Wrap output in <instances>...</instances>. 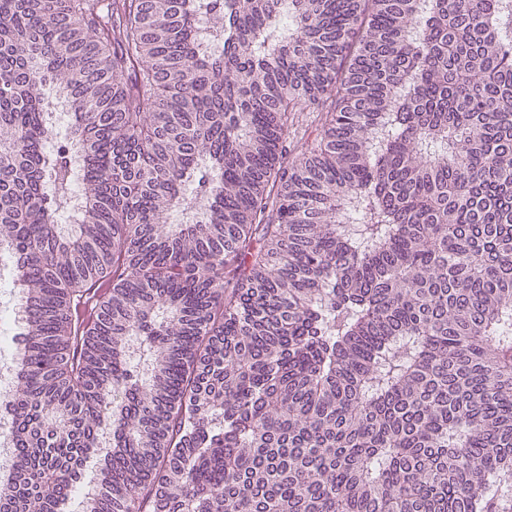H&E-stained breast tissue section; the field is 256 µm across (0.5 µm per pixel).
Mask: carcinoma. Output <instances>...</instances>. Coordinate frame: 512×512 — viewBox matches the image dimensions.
Wrapping results in <instances>:
<instances>
[{
    "label": "carcinoma",
    "mask_w": 512,
    "mask_h": 512,
    "mask_svg": "<svg viewBox=\"0 0 512 512\" xmlns=\"http://www.w3.org/2000/svg\"><path fill=\"white\" fill-rule=\"evenodd\" d=\"M2 249L0 512H512V0H0ZM19 350V346L14 348L12 360H4L2 357L0 359V432H3L4 428H7L6 408H8V405L10 404V397L15 389V370L13 359L17 356Z\"/></svg>",
    "instance_id": "obj_1"
}]
</instances>
